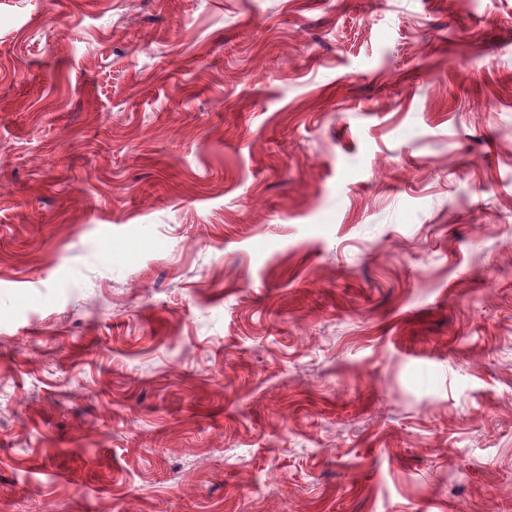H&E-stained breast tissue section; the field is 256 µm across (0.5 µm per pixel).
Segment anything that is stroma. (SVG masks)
Segmentation results:
<instances>
[{
  "label": "stroma",
  "instance_id": "35a3bbf8",
  "mask_svg": "<svg viewBox=\"0 0 512 512\" xmlns=\"http://www.w3.org/2000/svg\"><path fill=\"white\" fill-rule=\"evenodd\" d=\"M0 512H512V0H0Z\"/></svg>",
  "mask_w": 512,
  "mask_h": 512
}]
</instances>
